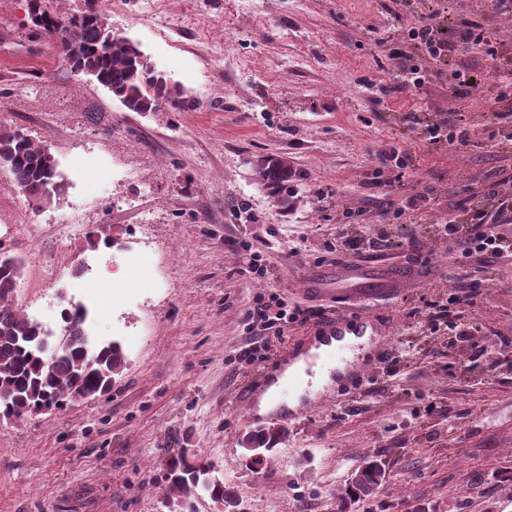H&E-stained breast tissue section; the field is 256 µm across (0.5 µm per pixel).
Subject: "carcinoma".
I'll return each mask as SVG.
<instances>
[{
    "label": "carcinoma",
    "instance_id": "cac0c4a2",
    "mask_svg": "<svg viewBox=\"0 0 512 512\" xmlns=\"http://www.w3.org/2000/svg\"><path fill=\"white\" fill-rule=\"evenodd\" d=\"M32 22L59 44L70 39L77 51L65 59L73 69L93 73L98 84L112 93L131 112H188L195 101L183 96L178 85L150 66L139 48L116 33L107 39L110 22L100 0H84L79 13L46 11L36 0H28ZM0 168L14 185L36 200L55 193L61 178L47 145L30 138L20 127L0 125ZM292 169L283 161L264 160L260 178L279 193L291 181ZM19 258H0V416L21 419L28 415L61 409L69 403L107 395L126 368V357L116 342L91 345L82 329L83 312L63 313L68 330L65 344L47 355L41 325L26 317L13 303L15 283L22 277ZM283 435L280 428L247 432V441L271 451ZM210 465L193 463L179 454L167 465L166 494L180 499L186 512L199 492L225 503L238 499L235 490L220 479H211ZM380 467L364 468L354 480L353 499L368 497L381 482Z\"/></svg>",
    "mask_w": 512,
    "mask_h": 512
}]
</instances>
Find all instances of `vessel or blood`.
<instances>
[{
  "label": "vessel or blood",
  "instance_id": "1",
  "mask_svg": "<svg viewBox=\"0 0 512 512\" xmlns=\"http://www.w3.org/2000/svg\"><path fill=\"white\" fill-rule=\"evenodd\" d=\"M412 280L410 270L398 262L379 265L357 258L349 259L314 271L309 278L308 288L303 296L314 302H326L339 308L340 313L316 322L317 333L309 337L307 352L286 350L281 356L282 365L288 366L289 373L281 384H274L271 376L251 385L246 393L248 408H255L268 390H275L277 405L271 409L272 421L288 424L302 414L301 408L292 401L301 391H311L313 368L316 364V349L326 348L332 364L331 373L337 381L351 377L363 360L367 347H374L377 357H384L390 346L388 329L374 316L362 314L356 317L344 315L348 306L374 303L389 299Z\"/></svg>",
  "mask_w": 512,
  "mask_h": 512
}]
</instances>
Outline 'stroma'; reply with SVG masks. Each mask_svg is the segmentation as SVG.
<instances>
[{
	"label": "stroma",
	"instance_id": "stroma-1",
	"mask_svg": "<svg viewBox=\"0 0 512 512\" xmlns=\"http://www.w3.org/2000/svg\"><path fill=\"white\" fill-rule=\"evenodd\" d=\"M113 30L192 99L189 112H131L61 60L27 0H0V124L49 146L62 189L31 201L0 171V242L23 263L13 301L60 332L86 305L93 340L117 341L127 367L109 395L0 422V512H175L166 461L183 449L211 463L244 512H512V282L453 304L456 256L432 233L469 186L512 172L486 90L494 61L449 51L448 71L485 90L455 98L435 65L419 91L399 79L406 30L427 0H103ZM488 19L512 55V19L490 0H448L449 42L463 17ZM464 126L470 143H429L408 128ZM399 146L408 165L382 166ZM295 172L288 202L259 176L264 159ZM409 195L427 196L418 210ZM58 224L83 230L68 239ZM387 243L359 255L411 259L422 281L364 306L413 346L410 364H375L351 400L330 393L302 415L259 470L240 440L242 396L261 370L335 308L303 298L315 270L345 260L343 235ZM260 255L264 274L250 272ZM62 263L50 287L40 267ZM159 272L158 279L147 270ZM299 309L269 329L264 359L238 362L258 300ZM471 323L458 341L449 322ZM369 459L384 478L341 499Z\"/></svg>",
	"mask_w": 512,
	"mask_h": 512
}]
</instances>
